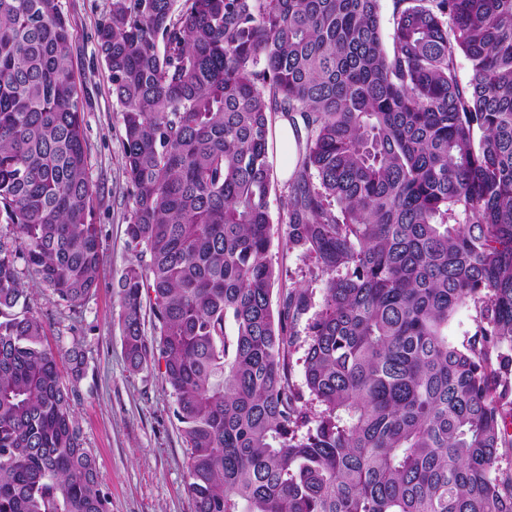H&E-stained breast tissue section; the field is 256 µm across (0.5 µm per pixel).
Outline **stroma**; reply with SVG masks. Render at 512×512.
Instances as JSON below:
<instances>
[{"instance_id": "stroma-1", "label": "stroma", "mask_w": 512, "mask_h": 512, "mask_svg": "<svg viewBox=\"0 0 512 512\" xmlns=\"http://www.w3.org/2000/svg\"><path fill=\"white\" fill-rule=\"evenodd\" d=\"M59 4L75 33L71 61L86 102L83 128L97 196L91 221L100 227L103 260L96 290L74 310L57 302L30 270L21 269L20 283L29 307L44 322L48 344L67 348L76 341L85 353L86 372L77 385L74 410L109 495L110 512H195L187 491V447L174 416L175 398L156 366L138 372L129 368L122 343L117 282L134 260L124 233L132 201L120 107L97 42L112 0ZM275 183L268 258L285 285L313 292L311 312L298 324L304 335L313 313L323 306L325 280L308 257L283 249L287 226L279 220V191L286 180L279 177Z\"/></svg>"}]
</instances>
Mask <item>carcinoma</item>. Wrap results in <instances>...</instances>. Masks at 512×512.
I'll return each mask as SVG.
<instances>
[{
	"instance_id": "carcinoma-1",
	"label": "carcinoma",
	"mask_w": 512,
	"mask_h": 512,
	"mask_svg": "<svg viewBox=\"0 0 512 512\" xmlns=\"http://www.w3.org/2000/svg\"><path fill=\"white\" fill-rule=\"evenodd\" d=\"M378 2L112 0L97 30L133 203L125 358L164 368L195 512H512V0H396L389 46ZM73 40L58 0H0V512H109L62 380L83 351L44 343L17 268L72 308L97 287ZM278 117L283 246L326 278L301 386L312 291L268 260ZM477 325L474 307L460 308L448 323V341L460 349L468 347Z\"/></svg>"
}]
</instances>
